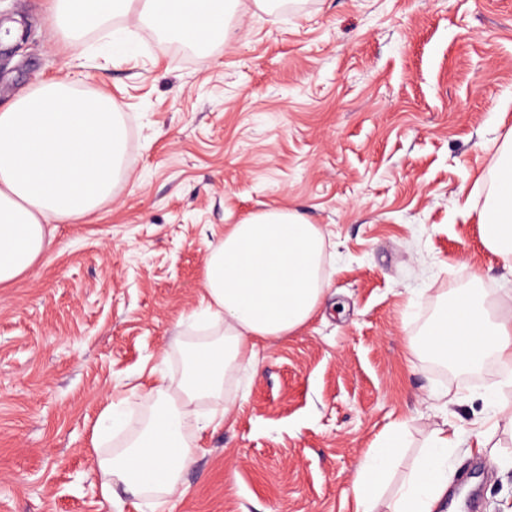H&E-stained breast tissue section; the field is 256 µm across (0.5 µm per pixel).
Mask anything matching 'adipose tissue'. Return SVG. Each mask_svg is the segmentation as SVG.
Listing matches in <instances>:
<instances>
[{
    "mask_svg": "<svg viewBox=\"0 0 512 512\" xmlns=\"http://www.w3.org/2000/svg\"><path fill=\"white\" fill-rule=\"evenodd\" d=\"M241 0H49L48 13L64 44L79 47L91 30L130 16L182 41L197 44L222 33L228 10ZM126 135L111 99L47 81L0 107V286L30 272L52 246L50 225L77 220L112 194L123 171ZM484 245L512 258V130L501 141L496 176L476 216ZM325 235L288 209L251 215L227 225L205 260L204 317L223 326L224 338L195 345L170 394L166 382L143 427L113 457L100 459L109 480L132 493L175 492L194 460L187 426L194 405L220 392L229 362L255 363L261 341L303 327L323 301ZM419 348L446 363L475 367L495 353L512 387V313L494 314L483 297L461 293L427 327ZM401 425L369 449L354 469L357 512H376L379 485L399 446ZM454 437L438 430L413 476L387 504V512H438L448 490Z\"/></svg>",
    "mask_w": 512,
    "mask_h": 512,
    "instance_id": "obj_1",
    "label": "adipose tissue"
}]
</instances>
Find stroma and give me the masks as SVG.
<instances>
[{
	"mask_svg": "<svg viewBox=\"0 0 512 512\" xmlns=\"http://www.w3.org/2000/svg\"><path fill=\"white\" fill-rule=\"evenodd\" d=\"M4 105L59 77L107 95L126 127L111 199L55 225L50 251L0 287V512H356L354 467L392 427L389 500L434 431L458 430L448 492L480 467L478 512H512V392L417 340L459 292L512 295L476 214L512 129V0H272L201 44L116 18L78 49L47 0ZM291 208L326 234V301L199 400L216 429L169 496L104 498L120 452L208 330L210 242Z\"/></svg>",
	"mask_w": 512,
	"mask_h": 512,
	"instance_id": "35a3bbf8",
	"label": "stroma"
}]
</instances>
